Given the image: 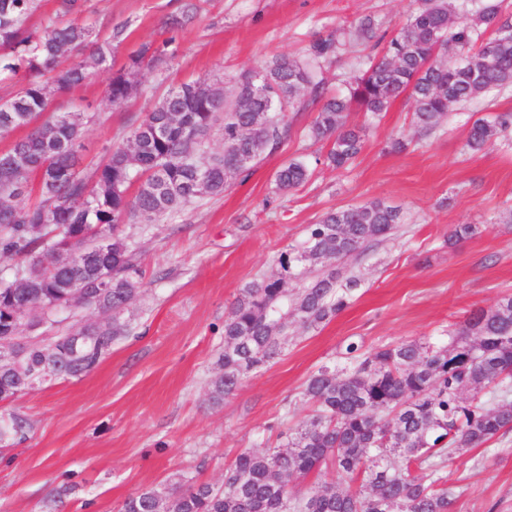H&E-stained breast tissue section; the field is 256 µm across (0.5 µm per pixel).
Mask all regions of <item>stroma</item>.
Instances as JSON below:
<instances>
[{
  "label": "stroma",
  "mask_w": 512,
  "mask_h": 512,
  "mask_svg": "<svg viewBox=\"0 0 512 512\" xmlns=\"http://www.w3.org/2000/svg\"><path fill=\"white\" fill-rule=\"evenodd\" d=\"M418 0H85V19L112 39V58L88 81L58 96L60 111L92 116L85 164L126 144L144 113L169 90L200 78L233 89L239 75L275 56L297 55L313 41L356 30L372 19L393 33ZM185 20L178 55L143 70L140 90L122 107L107 99L113 71L143 44L168 36ZM377 50L356 41L326 66L327 96L343 95ZM319 110L290 114L286 142L264 155L246 180L217 197L196 200L156 224L129 221L122 235L143 272V287L123 315L127 333L91 372L54 380L0 402V421L29 424L27 439L0 447V512H121L133 493L183 474L221 484L224 468L246 449L280 446L289 429L314 412L301 396L318 367L339 361L348 343L364 349L402 341L433 342L472 312L512 295V128L484 150L465 143L473 120L512 112V86L453 111L434 132L419 134L413 104L401 97L366 126L364 148L348 167L319 159L329 143L306 128ZM407 148L396 151L394 140ZM294 158L310 161L299 189L280 193L276 171ZM371 201L400 207L404 222L364 259L349 258L344 275L359 285L329 322L292 324L282 355L246 375L237 391L213 404L210 382L224 350V321L241 288L279 274L278 257L303 243L326 212ZM455 224L480 231L456 245ZM460 497L458 512H512V432L456 457L444 469Z\"/></svg>",
  "instance_id": "1"
}]
</instances>
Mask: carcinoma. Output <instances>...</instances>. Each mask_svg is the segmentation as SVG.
<instances>
[{
  "instance_id": "cac0c4a2",
  "label": "carcinoma",
  "mask_w": 512,
  "mask_h": 512,
  "mask_svg": "<svg viewBox=\"0 0 512 512\" xmlns=\"http://www.w3.org/2000/svg\"><path fill=\"white\" fill-rule=\"evenodd\" d=\"M35 0H0V78L21 73L51 74L50 83L26 82L0 103V133L43 118L35 130L0 152V259L20 263L0 275V336L16 310L26 304L52 306L65 299L68 281L77 273L86 281L87 306L108 314L101 324L84 327L87 341L71 354L69 336L52 346L32 345L16 361L0 362V401L41 385L38 372L48 359L53 379L91 371L126 332L119 315L140 293L143 272L128 249L120 226L140 218L156 221L201 198L224 193L229 179L248 176L238 165L248 155L257 162L288 139L291 125L275 105H292L303 93L322 96L321 62L338 50L328 36L301 57L281 56L264 70L275 104L250 91L244 72L239 94L224 98V87L207 80L183 84L148 110L123 147L108 151L89 173L77 169L88 121L78 112L50 110L51 91L83 85L90 72L85 62L66 63L77 51H89L98 66L112 55V38H101L90 23L72 15L83 12L82 0H62L63 19L37 31L25 25ZM492 32L474 46L478 28ZM359 36L381 47L366 72L344 98L323 102L307 135L328 140L326 164L353 162L364 145V128L348 122L357 108L375 118L406 95L414 104L416 123L425 132L439 128L453 108L512 85V13L488 4L473 26L455 21L448 0H421L419 8L392 36L379 34L366 19ZM175 38L147 44L113 72L108 97L115 106L138 91L136 74L175 58ZM512 126V113L480 117L470 127L466 146L483 150ZM224 136V151L202 159L189 156L210 133ZM25 158L57 173L53 192H39L37 202L21 205L30 179L12 181V165ZM310 176L307 163L291 159L275 174L276 188L290 192ZM137 185L134 194L129 188ZM70 201L55 223H45L53 195ZM403 223L398 207L381 201L329 211L308 225L304 246L280 254L282 269L306 263L321 267L295 292L283 277L256 280L240 290L224 320V352L211 381V399L232 395L249 372L278 359L288 343V318L311 329L342 312L358 286L342 278L327 261L361 258L386 241ZM110 229L101 247L80 252L66 248L73 230L88 234ZM478 232L458 224L448 245ZM112 272L108 288L97 273ZM344 358L349 366H321L307 379L302 395L315 414L289 433L286 443L265 452L246 449L224 470L216 486L179 475L162 488L128 497L122 512H451L457 494L441 474L448 460L512 431V295L488 310L467 316L448 333V341L400 342L364 351L351 342ZM338 481L324 482L303 498H293L290 483L322 468Z\"/></svg>"
}]
</instances>
